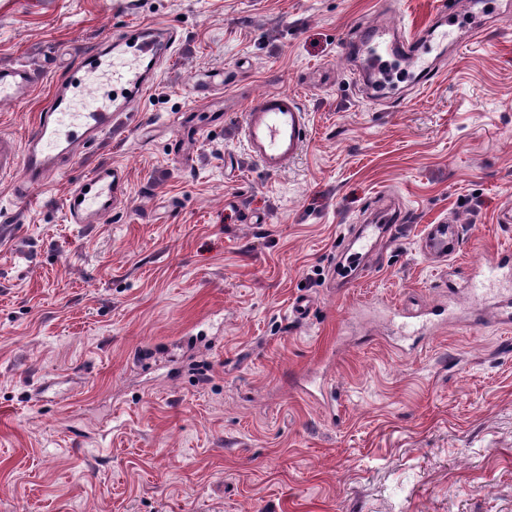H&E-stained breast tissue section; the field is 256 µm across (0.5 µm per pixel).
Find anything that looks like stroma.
<instances>
[{"label":"stroma","mask_w":512,"mask_h":512,"mask_svg":"<svg viewBox=\"0 0 512 512\" xmlns=\"http://www.w3.org/2000/svg\"><path fill=\"white\" fill-rule=\"evenodd\" d=\"M436 2L0 0V67L43 76L0 105L18 140L74 52L177 32L75 164L25 198L0 182V512H512V329L455 301L512 248V0L447 14L482 37L427 88L391 63L398 90L368 99L342 51L373 20L424 28ZM218 70L223 90L194 91ZM269 91L311 121L279 175L241 132ZM105 163L127 198L67 223L68 188ZM451 218L456 253L428 252ZM391 306L439 328L405 337Z\"/></svg>","instance_id":"stroma-1"}]
</instances>
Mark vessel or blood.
Masks as SVG:
<instances>
[{
    "label": "vessel or blood",
    "instance_id": "b4317fda",
    "mask_svg": "<svg viewBox=\"0 0 512 512\" xmlns=\"http://www.w3.org/2000/svg\"><path fill=\"white\" fill-rule=\"evenodd\" d=\"M429 30L402 32L393 27L365 24L357 30L360 45L386 47L417 66L422 83L439 75L437 63L423 58ZM175 43L169 26L139 24L105 39L96 48L77 54L38 113L24 141L0 136V178L20 172L15 187L24 198L49 182L73 147L96 141L110 130L117 113L128 111L156 81V69ZM39 83L34 72L23 68L0 71V101H25ZM246 146L265 171L287 170L309 138L308 116L292 93L268 92L257 96L242 119ZM124 168L102 165L74 182L64 196V213L71 224H97L111 215L127 195ZM512 252L499 253L477 270L469 284L476 303L496 294L503 323L512 322V291L497 289Z\"/></svg>",
    "mask_w": 512,
    "mask_h": 512
}]
</instances>
